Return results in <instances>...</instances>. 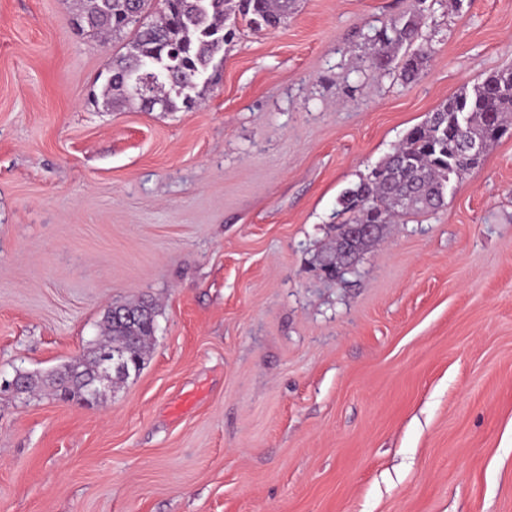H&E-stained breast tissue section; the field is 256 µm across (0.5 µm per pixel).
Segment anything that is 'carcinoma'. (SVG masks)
<instances>
[{
  "label": "carcinoma",
  "mask_w": 512,
  "mask_h": 512,
  "mask_svg": "<svg viewBox=\"0 0 512 512\" xmlns=\"http://www.w3.org/2000/svg\"><path fill=\"white\" fill-rule=\"evenodd\" d=\"M291 0H164L158 8L152 0H80L78 17L88 31L133 37L127 52L108 63L106 82L100 97L109 108L119 101L137 100L151 111L160 100L163 111L190 109L202 97L199 77L205 74L224 43L232 35L225 22L238 14L249 18L256 30L277 27L288 18ZM421 22L414 16L399 17L375 31L371 41L377 46L376 68L385 71L397 63L399 76L410 83L423 69L427 52L413 48ZM195 83L192 94L184 85ZM145 94L134 93V88ZM468 122L458 125L457 115ZM512 113V68L484 78L473 89H461L443 102L429 118L408 131L398 147L338 199L336 223L339 234L350 224H378L385 227L407 214L435 211L444 205L448 171L461 176L476 167L484 154L471 156L464 145L477 142L485 150L509 130ZM347 259L337 246L321 256L318 266L335 272L342 280ZM155 308L135 304L107 312L102 321V340L92 357L63 367L73 373L70 381L50 384L65 399H80L81 384L95 377V355L101 350L127 348L128 373L113 376L112 384L138 373L145 364L149 342L155 332Z\"/></svg>",
  "instance_id": "1"
}]
</instances>
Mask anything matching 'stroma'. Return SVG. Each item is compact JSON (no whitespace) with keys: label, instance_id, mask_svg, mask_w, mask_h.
<instances>
[{"label":"stroma","instance_id":"stroma-1","mask_svg":"<svg viewBox=\"0 0 512 512\" xmlns=\"http://www.w3.org/2000/svg\"><path fill=\"white\" fill-rule=\"evenodd\" d=\"M0 0V380L84 359L152 301L92 406L0 390V512H512V132L354 273L337 199L442 102L512 67V0H296L199 105L103 111L121 40ZM417 15L418 80L370 67ZM150 305L152 308L145 304H135L118 307L107 312L102 321V340L99 341V346L92 350V356L88 360H79L65 365L61 370L73 373L69 383L67 384L64 379L58 382V372L51 375L49 381L55 391L65 399L79 400L83 392L81 384L95 377L97 373L96 355L105 349H129V361L121 351H105L100 356V364L106 374L113 370L124 372L128 364L127 374L113 375L112 387L119 382H124L132 372L139 373L145 364L149 342L155 332L156 312L153 304L150 303Z\"/></svg>","mask_w":512,"mask_h":512}]
</instances>
